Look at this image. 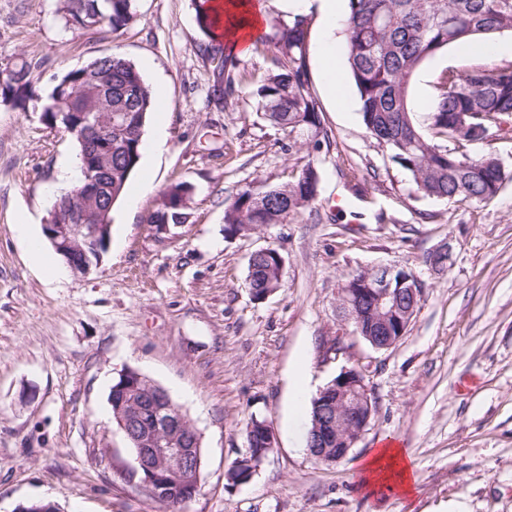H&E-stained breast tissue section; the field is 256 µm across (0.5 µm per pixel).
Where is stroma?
Segmentation results:
<instances>
[{"label":"stroma","mask_w":512,"mask_h":512,"mask_svg":"<svg viewBox=\"0 0 512 512\" xmlns=\"http://www.w3.org/2000/svg\"><path fill=\"white\" fill-rule=\"evenodd\" d=\"M56 8L0 0V75L43 62L27 109L0 101V512L45 499L61 512H158L128 483L134 454L111 418L109 392L128 367L166 389L202 435L201 491L180 512H512V180L485 203L417 193L367 136L353 80L330 92L318 12L305 55L327 133L315 145L255 110L288 22L281 0L266 4L264 49L236 54L220 98L208 95L222 78L196 0H137V20L117 31L66 26ZM490 43L429 60L413 78L416 101L431 102L445 69L512 61V35ZM113 52L150 87L167 88L144 133L164 129L166 144L141 156L127 185L138 201L114 206L100 265L49 280L29 241L43 239L50 190L77 148L46 123L42 104L56 76ZM310 163L319 175L312 203L286 223L225 233L224 208L239 190L286 182ZM177 182L191 188L188 221L148 223ZM21 218L31 238L17 234ZM443 242L451 260L437 274L425 257ZM264 247L283 255L284 282L256 301L245 277ZM378 266L410 270L424 285L405 335L381 352L339 310L347 281ZM331 339L343 352L327 355ZM355 364L368 371L374 415L345 459L317 462L303 444L308 419L293 412L296 370L308 366L312 397ZM255 417L276 446L248 482L228 484ZM390 440L416 465L411 496L360 485L369 451Z\"/></svg>","instance_id":"1"}]
</instances>
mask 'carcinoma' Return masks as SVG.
<instances>
[{
	"label": "carcinoma",
	"mask_w": 512,
	"mask_h": 512,
	"mask_svg": "<svg viewBox=\"0 0 512 512\" xmlns=\"http://www.w3.org/2000/svg\"><path fill=\"white\" fill-rule=\"evenodd\" d=\"M212 0H198L200 22L214 30ZM65 23L88 28L107 26L117 31L136 20V0H61ZM347 67L357 89L360 115L368 136L384 147L390 160L408 172L416 191L438 200L487 202L503 183L512 179L503 163L492 155L472 158L459 151L463 143L478 141L475 132H496L512 120V63L487 68L471 64L457 72H444L433 89V106L423 121L417 120L412 78L430 58L450 47L464 48L479 38L512 35V0H348L345 21ZM307 16L295 14L280 37V54L257 89L255 108L263 120L291 132L305 130L314 143L323 135L318 102L303 70L302 50L308 35ZM214 71L225 73L233 57L218 46L211 56ZM42 66L25 60L10 70L0 99L26 109L31 100L30 75ZM96 79L112 89V98H98L99 111L112 108L127 113V127L112 130V201L120 199L138 164L143 132L153 106L152 92L137 68L118 54L93 58L86 70H71L52 89L50 99L68 100L64 111L84 112L94 98L88 88ZM467 112V125L458 120ZM317 170L309 165L292 180L256 189L239 190L224 209L225 232H240L241 224H283L313 201L318 191ZM187 194L186 183L167 186L149 224H174L188 219L178 207ZM277 249L260 253L248 262L247 277L257 290L256 299L269 288L282 286ZM252 477L250 467L236 461L227 480L242 484ZM185 500L182 484L169 480L165 495L156 500L163 512H176Z\"/></svg>",
	"instance_id": "carcinoma-1"
}]
</instances>
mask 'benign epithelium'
<instances>
[{"instance_id": "benign-epithelium-1", "label": "benign epithelium", "mask_w": 512, "mask_h": 512, "mask_svg": "<svg viewBox=\"0 0 512 512\" xmlns=\"http://www.w3.org/2000/svg\"><path fill=\"white\" fill-rule=\"evenodd\" d=\"M122 120V115L110 112H75L66 132L83 143L97 145L102 136L112 139V125ZM94 154H81L83 179L56 199L50 218L43 225L44 235L54 251L70 271L84 276L97 266L107 249L112 224L98 223L99 204L112 188L103 187L98 177V163ZM451 259V248L444 243L431 251V270L443 272ZM393 269L378 267L373 275L357 289L342 291L341 306L351 305V295L363 294L373 300L378 323V335L363 336L375 351L388 350L402 338L410 324V314L421 289L396 288ZM323 398L322 420L315 423L313 438L307 451L314 459L324 463H337L357 447L375 411L372 388L363 367H344L336 381L320 392ZM186 417L171 400L169 394L156 386L154 399L138 405L135 410L119 420V429L127 442L132 444L135 466L129 475L140 477L138 485L150 495H163L167 478L173 477L184 485L186 499L199 494L201 489L202 436L178 435Z\"/></svg>"}]
</instances>
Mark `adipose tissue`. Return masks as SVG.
I'll return each instance as SVG.
<instances>
[{"label":"adipose tissue","mask_w":512,"mask_h":512,"mask_svg":"<svg viewBox=\"0 0 512 512\" xmlns=\"http://www.w3.org/2000/svg\"><path fill=\"white\" fill-rule=\"evenodd\" d=\"M219 8L226 32L235 35V44L241 51H248L254 31L262 24V5L256 0H221ZM360 471L363 487L384 488L400 496L413 492L415 466L395 442L389 441L372 449Z\"/></svg>","instance_id":"1"}]
</instances>
